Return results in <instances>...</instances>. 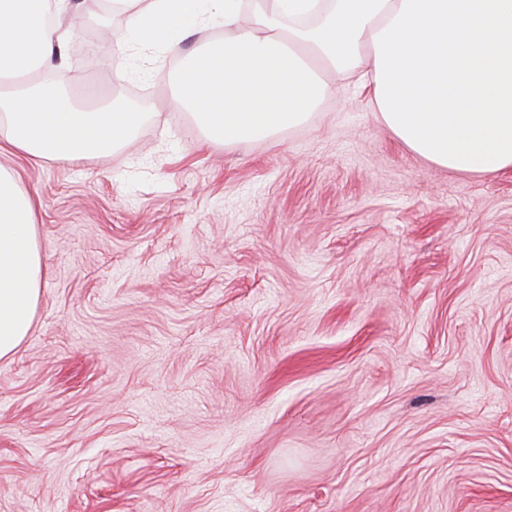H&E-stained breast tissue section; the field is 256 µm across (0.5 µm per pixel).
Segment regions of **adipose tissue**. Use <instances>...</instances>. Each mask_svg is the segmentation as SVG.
Segmentation results:
<instances>
[{
  "mask_svg": "<svg viewBox=\"0 0 512 512\" xmlns=\"http://www.w3.org/2000/svg\"><path fill=\"white\" fill-rule=\"evenodd\" d=\"M402 0H150L127 25L146 46L171 32L213 21L230 38L185 61L184 90L172 107L192 112L216 142L267 138L302 123L323 95L324 73L363 69L376 88L372 37ZM68 0H0V80L52 66L68 49L60 21ZM134 124L130 112H79L50 93L0 101V153L64 160L108 151ZM38 198L0 167V358L28 335L42 288Z\"/></svg>",
  "mask_w": 512,
  "mask_h": 512,
  "instance_id": "adipose-tissue-1",
  "label": "adipose tissue"
}]
</instances>
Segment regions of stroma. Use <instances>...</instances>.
Returning <instances> with one entry per match:
<instances>
[{
    "mask_svg": "<svg viewBox=\"0 0 512 512\" xmlns=\"http://www.w3.org/2000/svg\"><path fill=\"white\" fill-rule=\"evenodd\" d=\"M71 0L75 103L129 147L35 163L43 285L0 359V512H512V169L404 147L357 75L302 124L212 142L186 57Z\"/></svg>",
    "mask_w": 512,
    "mask_h": 512,
    "instance_id": "stroma-1",
    "label": "stroma"
}]
</instances>
